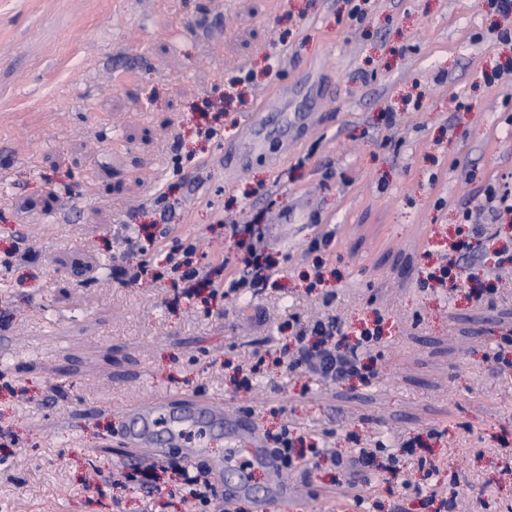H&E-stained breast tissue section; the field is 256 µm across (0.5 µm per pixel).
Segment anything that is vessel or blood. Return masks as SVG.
<instances>
[{
  "label": "vessel or blood",
  "instance_id": "obj_1",
  "mask_svg": "<svg viewBox=\"0 0 512 512\" xmlns=\"http://www.w3.org/2000/svg\"><path fill=\"white\" fill-rule=\"evenodd\" d=\"M278 108L275 98L269 97L251 113L237 148L224 157L226 170L237 172L244 156L264 154V131L271 112ZM215 431L223 435L227 452L213 459L207 436ZM175 441L187 463L209 459L221 500H229L245 489L248 470L258 465L266 470L270 484L259 500L260 512H296L294 487L285 479L278 460L265 448L262 435L242 413H226L223 402L196 396H160L128 408L123 431L126 447L155 448Z\"/></svg>",
  "mask_w": 512,
  "mask_h": 512
}]
</instances>
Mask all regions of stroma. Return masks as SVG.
Masks as SVG:
<instances>
[{
	"mask_svg": "<svg viewBox=\"0 0 512 512\" xmlns=\"http://www.w3.org/2000/svg\"><path fill=\"white\" fill-rule=\"evenodd\" d=\"M350 8L0 0V512H183L181 449H163L154 493L112 481L136 455L127 408L166 393L223 399L269 448L287 430L344 456L402 459L419 438L460 459L452 508L417 466L352 485L324 462L290 474L298 512L512 505V214L480 236L459 221L488 180L512 183V71L485 80L512 58L498 39L512 15L487 0H367L360 22ZM246 74L245 102L228 98ZM272 90L288 99L265 155L227 174ZM257 216L277 271L259 292L211 297L158 249L196 241L205 273L239 252L225 222ZM450 259L455 280L429 281ZM117 264L140 279L116 280ZM330 316L381 327L364 378L289 370L297 336ZM244 363L259 369L248 389Z\"/></svg>",
	"mask_w": 512,
	"mask_h": 512,
	"instance_id": "1",
	"label": "stroma"
}]
</instances>
